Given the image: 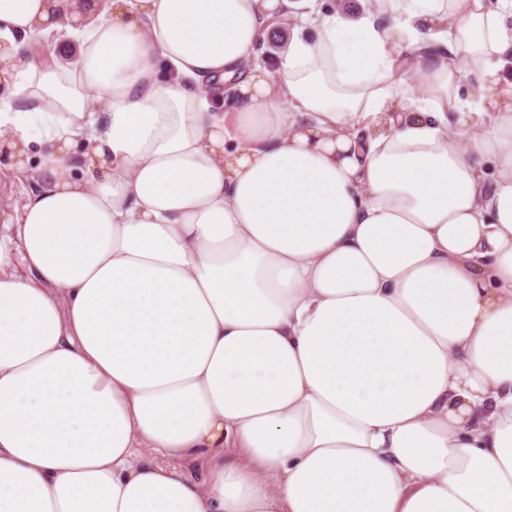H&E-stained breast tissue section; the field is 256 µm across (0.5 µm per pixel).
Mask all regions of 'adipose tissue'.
Here are the masks:
<instances>
[{
  "instance_id": "adipose-tissue-1",
  "label": "adipose tissue",
  "mask_w": 512,
  "mask_h": 512,
  "mask_svg": "<svg viewBox=\"0 0 512 512\" xmlns=\"http://www.w3.org/2000/svg\"><path fill=\"white\" fill-rule=\"evenodd\" d=\"M0 158V512H512V0H0ZM25 180L17 170L1 167L0 169V224L8 215H14L24 198Z\"/></svg>"
}]
</instances>
